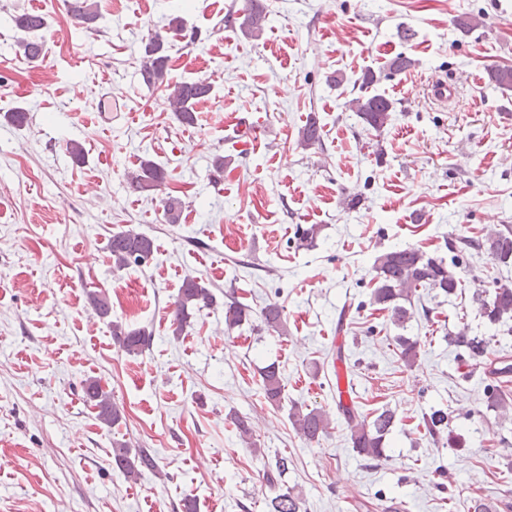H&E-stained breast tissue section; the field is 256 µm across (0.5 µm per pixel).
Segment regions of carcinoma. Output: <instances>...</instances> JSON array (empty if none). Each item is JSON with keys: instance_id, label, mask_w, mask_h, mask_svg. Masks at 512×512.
I'll list each match as a JSON object with an SVG mask.
<instances>
[{"instance_id": "obj_1", "label": "carcinoma", "mask_w": 512, "mask_h": 512, "mask_svg": "<svg viewBox=\"0 0 512 512\" xmlns=\"http://www.w3.org/2000/svg\"><path fill=\"white\" fill-rule=\"evenodd\" d=\"M70 8L74 17L84 24H94L101 16L97 0H74L70 3ZM266 20L267 11L262 0H248L241 22L242 31L248 36L257 37L264 30ZM11 21L15 28L28 35V39L22 43L24 55L29 59L38 58L42 53L38 33L46 25L45 17L23 12L11 16ZM168 62L169 56L166 54L163 39L158 35L150 38L145 43L139 69L142 83L149 89L162 85ZM488 78L504 91L512 89V67H496L488 72ZM210 92L211 83L204 79L184 81L170 89L168 100L179 121L193 124L196 121L194 105ZM349 108L367 129L380 132L390 121L394 103L383 94H364L352 99ZM322 133V126L317 119L309 118L299 131V145L307 149L322 144ZM164 179L165 170L157 163L147 160L141 163L137 173L131 175L129 184L133 191L148 194L156 190ZM108 249L113 268L121 270L132 264L147 262L154 253V242L143 233L127 229L112 234ZM486 249L499 263L505 266L512 264V228L508 226L490 233L486 238ZM373 271L374 288L370 292L369 304L389 312L392 323L401 329L411 320L407 304L412 302L418 289L431 288L450 296L459 286V280L443 260L431 257L414 247L382 252L374 261ZM88 300L99 317H111L112 308L106 297L92 292L88 295ZM475 300L479 304L480 314L489 324L497 325L512 320L511 280L495 281L490 298L486 299L482 293L477 292ZM214 303V295L208 288L194 277L185 278L174 302L173 335L178 337L184 331L191 317L189 310L200 311L212 307ZM260 319L271 330L279 328L283 319L282 306L276 302L267 304L260 312ZM248 320L247 306L236 301L225 305L224 323L228 330L239 328ZM112 336L118 349L127 354L143 352L152 341L151 333L141 328L128 329L119 321L112 322ZM448 341L463 350L477 365L483 364L488 357L490 340L485 336L470 335L465 327L451 334ZM394 343L403 364L408 368L413 367L421 350L420 340L399 335L394 337ZM259 382L266 402L281 407L285 385L280 366L273 362L261 368ZM84 398L85 402L97 410V419L101 423L107 426L120 423V409L112 403L110 394L97 383L91 381L86 385ZM487 407L497 411L502 418L512 420V400L501 388L496 387L489 392ZM338 410L347 423L352 451L370 462H380L386 458L388 436L395 426V413L383 408L366 417L360 415L352 403L347 406L340 403ZM288 418L296 433L308 443L319 441L329 428L328 415L318 408L308 409L294 403L288 410ZM230 420L239 438L247 444L251 443L253 428L248 418L233 414ZM424 425L429 435L437 439L445 438L448 447L466 446L461 435L448 429V416L445 412L433 411L424 421ZM112 451L116 468L127 480L135 481L142 475L143 470L157 467V462L151 455L143 450H134L125 443H115ZM288 464L286 455H277L264 464V485L272 493L267 499L268 512H302L299 497L283 483Z\"/></svg>"}]
</instances>
